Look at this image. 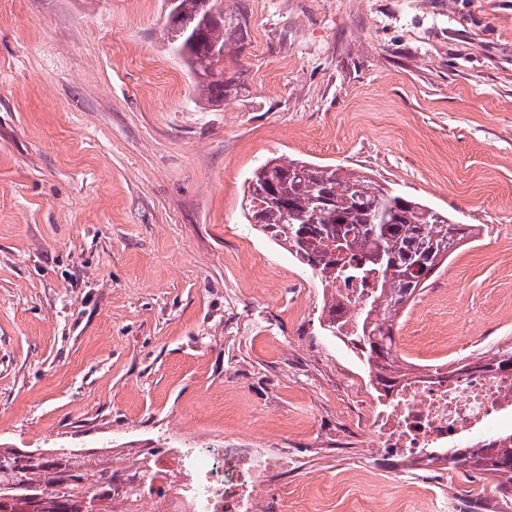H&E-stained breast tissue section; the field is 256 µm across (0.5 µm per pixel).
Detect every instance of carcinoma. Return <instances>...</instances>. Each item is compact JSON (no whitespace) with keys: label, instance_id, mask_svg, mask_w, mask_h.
I'll return each mask as SVG.
<instances>
[{"label":"carcinoma","instance_id":"cac0c4a2","mask_svg":"<svg viewBox=\"0 0 512 512\" xmlns=\"http://www.w3.org/2000/svg\"><path fill=\"white\" fill-rule=\"evenodd\" d=\"M224 29V0H176L166 9L167 44L211 104L224 102L232 86L224 77ZM247 198L248 222L300 259L323 287L352 277L374 289L359 349L375 380L386 390L397 387L413 362L394 350V323L426 287L422 270L446 265L467 228L368 175L309 161L269 159L252 173ZM471 371L512 372V342L460 359L453 373ZM443 460L492 483L493 500L469 499L461 512H512V433L452 448ZM153 479L143 453L114 469L95 453L23 456L0 446V503L10 512H32L36 503L44 505L40 512H88L94 500L99 512H114L112 504L135 498Z\"/></svg>","mask_w":512,"mask_h":512}]
</instances>
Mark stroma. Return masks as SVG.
Segmentation results:
<instances>
[{"instance_id":"stroma-1","label":"stroma","mask_w":512,"mask_h":512,"mask_svg":"<svg viewBox=\"0 0 512 512\" xmlns=\"http://www.w3.org/2000/svg\"><path fill=\"white\" fill-rule=\"evenodd\" d=\"M164 0H0V443L128 455L251 433L297 454L280 512H442L484 480L365 460L359 352L249 224L273 157L341 165L472 225L397 352L512 339V0H224L205 103Z\"/></svg>"}]
</instances>
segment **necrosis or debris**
Here are the masks:
<instances>
[{
    "label": "necrosis or debris",
    "instance_id": "obj_1",
    "mask_svg": "<svg viewBox=\"0 0 512 512\" xmlns=\"http://www.w3.org/2000/svg\"><path fill=\"white\" fill-rule=\"evenodd\" d=\"M371 294L357 280L336 283L347 311L336 331L348 341L361 330L358 313ZM366 445L397 456L405 470L422 468L428 449L486 436L512 415V373L471 372L454 379L416 373L406 383L372 398ZM288 468L285 457L252 442L228 441L220 448H188L176 458L174 484L164 497L142 499L140 512H260L271 481Z\"/></svg>",
    "mask_w": 512,
    "mask_h": 512
}]
</instances>
